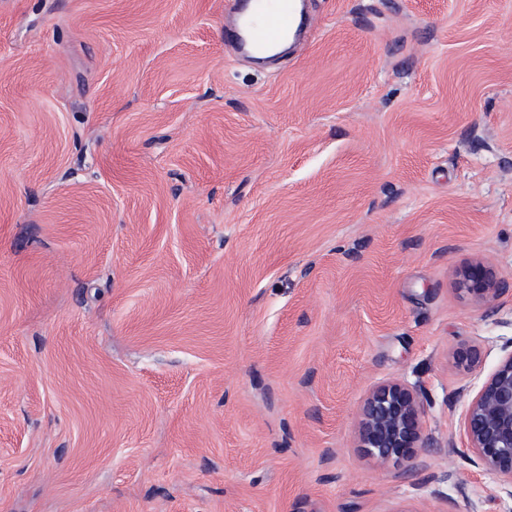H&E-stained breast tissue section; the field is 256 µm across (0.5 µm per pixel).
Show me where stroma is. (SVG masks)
Segmentation results:
<instances>
[{"label":"stroma","instance_id":"35a3bbf8","mask_svg":"<svg viewBox=\"0 0 512 512\" xmlns=\"http://www.w3.org/2000/svg\"><path fill=\"white\" fill-rule=\"evenodd\" d=\"M308 11L259 65L235 0H0V512H512L464 419L512 285H459L512 282V0ZM507 283V280L498 277L484 264L468 268L464 271L462 278L463 289L479 296L486 302L494 300ZM423 393L401 382L376 386L360 410L358 443L384 464L396 457L416 465L417 448H431L422 423Z\"/></svg>","mask_w":512,"mask_h":512}]
</instances>
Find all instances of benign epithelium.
Listing matches in <instances>:
<instances>
[{
    "mask_svg": "<svg viewBox=\"0 0 512 512\" xmlns=\"http://www.w3.org/2000/svg\"><path fill=\"white\" fill-rule=\"evenodd\" d=\"M464 289L490 302L507 285L489 267L464 271ZM423 393L401 382L376 386L360 410L359 447L384 464L396 457L416 465L417 449L430 447L422 423ZM465 429L479 465L512 486V351L468 400Z\"/></svg>",
    "mask_w": 512,
    "mask_h": 512,
    "instance_id": "benign-epithelium-1",
    "label": "benign epithelium"
}]
</instances>
